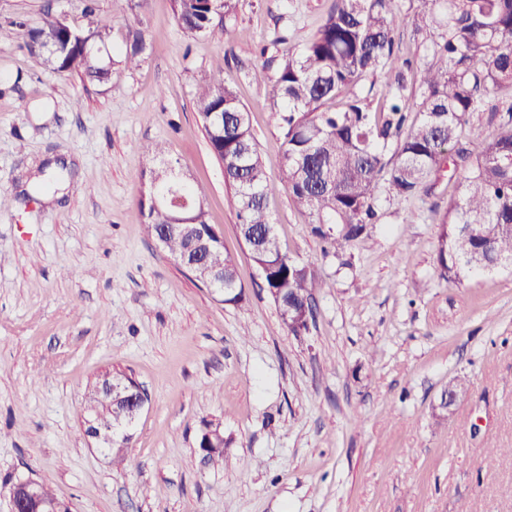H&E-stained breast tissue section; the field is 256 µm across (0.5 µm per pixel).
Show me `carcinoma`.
Wrapping results in <instances>:
<instances>
[{"mask_svg": "<svg viewBox=\"0 0 512 512\" xmlns=\"http://www.w3.org/2000/svg\"><path fill=\"white\" fill-rule=\"evenodd\" d=\"M178 25L191 38L214 33L236 0H172ZM412 13L401 14L398 0H336L317 33L296 50H287L270 78L268 97L279 114L284 162L279 180L295 202L307 208L314 233L340 251L378 221L376 200L386 191L398 200L417 196L427 178L454 152L462 170L460 195L442 220L437 263L445 281L485 272L486 261L512 259V97L496 98L512 87V0H409ZM410 23L432 30V60L410 83V60H400L396 30ZM25 30L33 66L77 74L101 84L114 67L133 69L152 46L143 34L128 35L116 55L103 54L110 29L59 23L45 14L39 27L14 19L0 22V40ZM378 71L391 75L386 107L374 112L355 87ZM350 97L338 109L327 104L343 92ZM198 114L211 151L223 164L224 182L233 191L237 230L277 304L283 326L297 334L307 329L311 302L322 287L306 265L281 250L266 211V175L249 112L235 92L217 77L198 88ZM417 119L407 123L406 110ZM491 110L500 116L493 137L466 136L468 116ZM394 146L393 158L386 149ZM148 231L166 236L167 251L182 261L187 243L169 224L170 210L156 209L150 196L139 201ZM224 277L214 289L224 301L242 298L234 258L217 244L203 256ZM87 415L112 427L110 398L92 390ZM71 512L45 486L40 500L27 505L43 512Z\"/></svg>", "mask_w": 512, "mask_h": 512, "instance_id": "obj_1", "label": "carcinoma"}]
</instances>
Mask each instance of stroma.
I'll use <instances>...</instances> for the list:
<instances>
[{
  "mask_svg": "<svg viewBox=\"0 0 512 512\" xmlns=\"http://www.w3.org/2000/svg\"><path fill=\"white\" fill-rule=\"evenodd\" d=\"M334 0H236L221 32L188 37L172 0L133 15L98 0L115 44L141 31L139 67L100 85L32 67L0 42V512L24 478L72 512H512V272L440 279V224L460 181L445 165L420 195L380 194L378 223L327 255L279 182L266 84L272 40L302 45ZM86 24L79 0H0V22L45 12ZM267 55H260L261 46ZM220 75L249 110L282 249L325 286L293 335L239 237L197 85ZM165 143L235 258L228 303L148 232L138 203ZM148 403L122 466L83 430L103 372ZM467 392L447 412L449 381ZM220 427L216 464L199 441ZM503 448L485 460L488 445Z\"/></svg>",
  "mask_w": 512,
  "mask_h": 512,
  "instance_id": "1",
  "label": "stroma"
}]
</instances>
